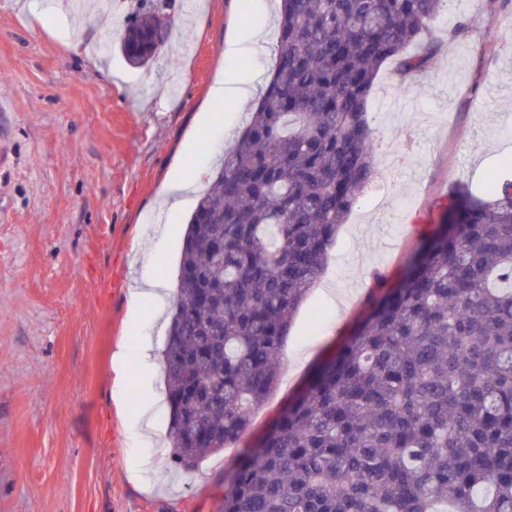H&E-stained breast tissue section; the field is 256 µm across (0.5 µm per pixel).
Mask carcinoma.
Returning <instances> with one entry per match:
<instances>
[{
  "mask_svg": "<svg viewBox=\"0 0 512 512\" xmlns=\"http://www.w3.org/2000/svg\"><path fill=\"white\" fill-rule=\"evenodd\" d=\"M134 68L168 0H144ZM452 0H281L261 99L183 240L163 350L168 434L191 471L237 443L275 388L291 322L374 173L380 68L425 73ZM218 512H512V176L450 187L365 319L224 472Z\"/></svg>",
  "mask_w": 512,
  "mask_h": 512,
  "instance_id": "cac0c4a2",
  "label": "carcinoma"
}]
</instances>
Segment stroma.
Returning <instances> with one entry per match:
<instances>
[{"mask_svg":"<svg viewBox=\"0 0 512 512\" xmlns=\"http://www.w3.org/2000/svg\"><path fill=\"white\" fill-rule=\"evenodd\" d=\"M173 3L164 47L134 68L118 41L137 0H112L108 25L78 15L77 0H0V512H216L240 450L354 334L374 274L396 281L450 185L480 189L512 158V50L500 44L512 0H454L429 72L402 89L394 63L379 72L368 104L376 174L294 316L276 389L237 446L179 470L171 454L129 439L148 399L142 380L165 389L163 368L139 352L163 347L171 298L144 299L160 319L134 323L127 291L146 275L176 286L190 215L160 217L161 192L176 169L203 183L245 124L254 99L236 107L210 88L241 74L264 85L273 54L224 50L256 28L275 41L278 3ZM462 18L469 36L448 43ZM206 114L219 125H203ZM120 344L131 382L118 403Z\"/></svg>","mask_w":512,"mask_h":512,"instance_id":"35a3bbf8","label":"stroma"}]
</instances>
